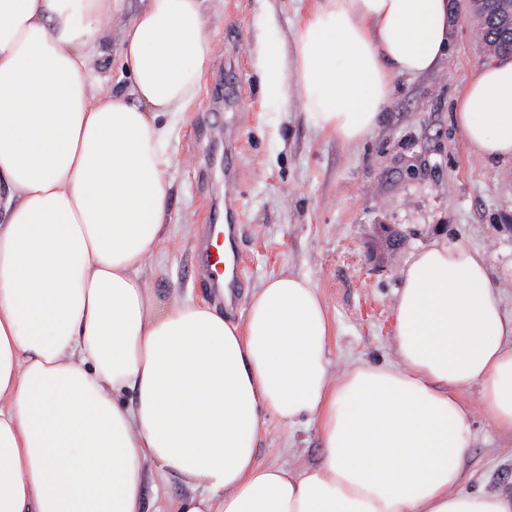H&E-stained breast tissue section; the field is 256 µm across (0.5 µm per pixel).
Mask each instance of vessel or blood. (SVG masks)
Listing matches in <instances>:
<instances>
[{"instance_id":"vessel-or-blood-1","label":"vessel or blood","mask_w":512,"mask_h":512,"mask_svg":"<svg viewBox=\"0 0 512 512\" xmlns=\"http://www.w3.org/2000/svg\"><path fill=\"white\" fill-rule=\"evenodd\" d=\"M238 96L237 86L216 85L212 105L206 116L208 126H216L224 107L232 105ZM237 145L227 140L223 154L211 156L210 170H222L224 182H231L236 174L234 157ZM207 222L194 245V260L203 286L212 298L231 306L236 302L234 288L240 287L245 266L242 255L236 252L240 203L233 194L224 198L205 200Z\"/></svg>"}]
</instances>
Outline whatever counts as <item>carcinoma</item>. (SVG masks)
<instances>
[{"instance_id": "carcinoma-1", "label": "carcinoma", "mask_w": 512, "mask_h": 512, "mask_svg": "<svg viewBox=\"0 0 512 512\" xmlns=\"http://www.w3.org/2000/svg\"><path fill=\"white\" fill-rule=\"evenodd\" d=\"M476 37L488 57L512 55V0H470Z\"/></svg>"}]
</instances>
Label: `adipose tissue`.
I'll use <instances>...</instances> for the list:
<instances>
[{
    "mask_svg": "<svg viewBox=\"0 0 512 512\" xmlns=\"http://www.w3.org/2000/svg\"><path fill=\"white\" fill-rule=\"evenodd\" d=\"M205 2L0 0V512H141L150 476L189 490L164 512H512V495L465 487L463 389L512 436V317L481 252L412 253L396 361L340 373L307 276L267 279L238 321L150 288L172 233L170 118L214 52ZM260 26L265 99L287 111L296 76L306 119L350 142L395 77L451 45L448 0H315L290 49L273 17ZM114 34L121 91L96 86ZM456 120L472 152L512 161V60L481 67ZM273 419L312 423L320 462L262 460Z\"/></svg>",
    "mask_w": 512,
    "mask_h": 512,
    "instance_id": "adipose-tissue-1",
    "label": "adipose tissue"
}]
</instances>
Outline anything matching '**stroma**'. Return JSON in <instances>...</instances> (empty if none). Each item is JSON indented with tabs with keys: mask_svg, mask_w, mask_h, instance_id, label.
<instances>
[{
	"mask_svg": "<svg viewBox=\"0 0 512 512\" xmlns=\"http://www.w3.org/2000/svg\"><path fill=\"white\" fill-rule=\"evenodd\" d=\"M314 0H209L218 55L200 80L196 104L172 119L169 210L173 236L149 274L159 293L177 290L201 301L193 245L205 222L201 165L209 141L238 143L236 192L243 210L239 246L248 260L245 288L231 318L251 295L288 271L315 282L333 326L337 367L394 360L393 305L399 270L415 249L435 239L485 253L505 314H512V164L471 152L454 120L455 101L486 57L473 35L469 0H458L448 62L418 77H399L377 126L348 142L314 128L297 107L279 112L253 72L248 46L260 18L273 14L293 48ZM235 75L241 94L227 130L205 138L198 115L218 71ZM475 438L466 456L471 490L512 492V439L482 410L477 388L465 389ZM258 453L292 466L317 463L322 448L313 425L270 423Z\"/></svg>",
	"mask_w": 512,
	"mask_h": 512,
	"instance_id": "35a3bbf8",
	"label": "stroma"
}]
</instances>
